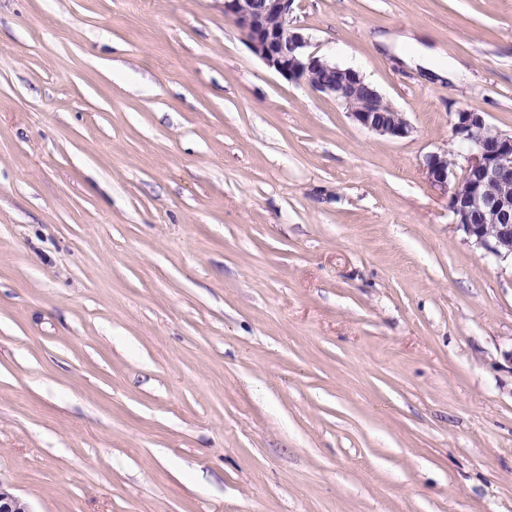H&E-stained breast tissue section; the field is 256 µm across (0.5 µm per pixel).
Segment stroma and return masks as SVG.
<instances>
[{
  "label": "stroma",
  "mask_w": 512,
  "mask_h": 512,
  "mask_svg": "<svg viewBox=\"0 0 512 512\" xmlns=\"http://www.w3.org/2000/svg\"><path fill=\"white\" fill-rule=\"evenodd\" d=\"M0 0V482L32 512H512V264L423 159L512 133V0ZM295 0H223L224 17L238 26L252 52L285 79L305 83L343 105L360 127L382 137L401 139L413 131L402 113L377 112L381 94L359 72L311 51L310 38L291 24ZM327 74L325 79L315 76Z\"/></svg>",
  "instance_id": "1"
}]
</instances>
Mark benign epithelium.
<instances>
[{
	"instance_id": "benign-epithelium-1",
	"label": "benign epithelium",
	"mask_w": 512,
	"mask_h": 512,
	"mask_svg": "<svg viewBox=\"0 0 512 512\" xmlns=\"http://www.w3.org/2000/svg\"><path fill=\"white\" fill-rule=\"evenodd\" d=\"M295 0H223L225 19L238 26L252 52L285 79L305 83L343 105L360 127L382 137L410 136L402 113L379 112L381 94L359 72L310 50V38L291 24ZM453 135L468 147L466 164L448 186V154L425 156L433 185L451 189L449 208L467 239L499 261H512V134L491 126L480 112H456ZM0 512H31L27 503L0 482Z\"/></svg>"
}]
</instances>
